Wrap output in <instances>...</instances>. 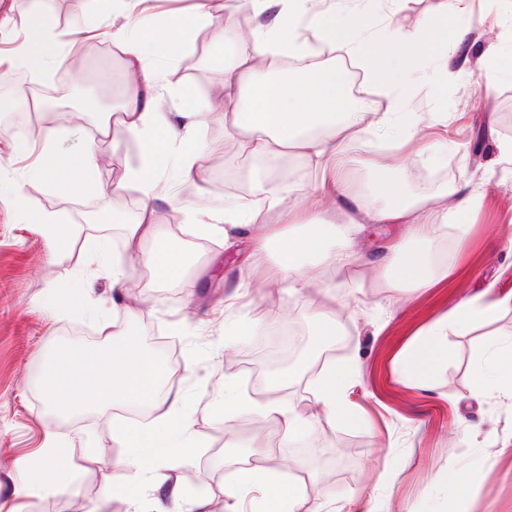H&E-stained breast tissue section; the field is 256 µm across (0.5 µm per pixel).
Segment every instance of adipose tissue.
<instances>
[{"instance_id": "1", "label": "adipose tissue", "mask_w": 512, "mask_h": 512, "mask_svg": "<svg viewBox=\"0 0 512 512\" xmlns=\"http://www.w3.org/2000/svg\"><path fill=\"white\" fill-rule=\"evenodd\" d=\"M372 4L373 0H235L236 8L257 17L258 24L250 39L239 42L230 61L222 66L211 85L209 107L204 112L158 111L149 90L163 80L158 63L175 61L194 30L210 31L213 41L222 40L221 22L207 4H200L193 27H186L180 17H170L148 49L128 26L113 28L110 38L122 46L128 66L143 72L142 83L126 88L121 121L113 129L114 136L133 137L142 145L139 161L129 168L122 183L123 188L137 192L139 202L135 219L124 227L128 262L112 260L105 249L97 251L95 260L110 278L113 292L122 296V309L130 322H139L143 313L141 301L124 297L136 266L173 274L182 265L179 254L158 253L145 247L154 231L153 202L158 193L155 165L166 151L177 150L183 164L184 185L192 187L197 156L191 144L203 125L224 122L237 132L241 153L262 159L271 168L291 155L305 157L322 179L332 183L337 198L343 201L354 198L350 179L354 141L350 129L361 125L366 131L385 134L391 148L397 151L409 144L418 117L407 109L411 86L403 75L428 66L438 54L426 46L420 32L381 52L365 50L354 33L368 18ZM270 10L275 16L271 22H264L263 17ZM312 36L345 51L367 67L369 77L378 80L387 100L384 112L366 119L341 110L342 81L336 70L327 66H311L304 83L290 82L281 62L288 58L307 59L308 39ZM57 46L54 27L42 24L32 39L18 47L10 67L0 69V83L9 81L16 68L37 73L61 68L67 55L58 51ZM57 140L55 128L44 130L42 160L33 169V176L49 187L66 180L74 187L101 196L111 194V187L98 178L95 146L87 145L72 164L57 157ZM294 193V188L288 186L267 189L261 198L242 201L223 214H207L199 208L189 212L187 219L203 233H215L221 224L249 233L257 256L268 252L272 244H279L278 277L287 281L293 291L305 287L312 274L333 275L364 266L368 258L354 244L367 225L399 224L402 234L385 239L380 245L379 278L393 288H424L435 275H447L448 269L412 253L408 242H434L445 227L449 212L468 210L476 200L475 188L467 181L427 199L405 201L401 183L390 176L388 168L382 167L374 181L376 201L362 208L360 214L321 210L307 224L275 223V216ZM338 235L346 243L341 250L329 244ZM509 313L512 296L489 303L479 293L463 300L421 336L402 362L401 375L427 383L433 356L449 332L476 323H490ZM357 370L356 363L346 362L327 370L315 381V401L329 415L349 416L344 395ZM473 372L479 392L512 396V337L485 344L475 358ZM61 453L58 439L49 438L41 451L37 482L30 487V494L49 492L63 482L77 481V471L57 466ZM254 492L259 495L255 512H299L303 502L301 489L284 481L276 468H241L233 483L224 489L226 512H237L239 500Z\"/></svg>"}]
</instances>
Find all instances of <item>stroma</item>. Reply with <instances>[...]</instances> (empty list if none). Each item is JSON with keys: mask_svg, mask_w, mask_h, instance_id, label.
Instances as JSON below:
<instances>
[{"mask_svg": "<svg viewBox=\"0 0 512 512\" xmlns=\"http://www.w3.org/2000/svg\"><path fill=\"white\" fill-rule=\"evenodd\" d=\"M43 17L67 36L85 41L105 39L121 23L113 0H36ZM224 17V41L209 32L190 43L164 69L167 85L192 91L189 105L206 111L209 89L237 37L255 25L251 14L235 10L232 0H212ZM441 0H405L390 13L380 0L359 38L382 36L385 27L411 33L427 23L437 51L447 53L448 68L412 71L409 108L425 116H447L448 142L438 144L434 127L418 124L410 147L393 154L381 136L356 146L355 181L368 182L378 163H391L410 201L437 194L452 183L474 180L477 201L467 211L450 214L449 224L466 225L464 234L448 232L434 246L409 243L411 251H431L447 266V277L429 287L385 288L378 284V245L398 233L392 224L369 225L358 246L370 262L335 280L316 278L299 293L272 285L278 252L269 250L249 278L239 265L249 247L247 234L225 243L216 234L197 239L186 214L190 208L217 210L255 196L260 179L275 182L264 164L240 155L237 140L223 123L210 122L197 134L196 168L191 191H183L179 156L167 154L158 172L155 199L158 234L148 242L157 252L174 250L183 257L180 273L164 277L144 268L129 281L126 294L144 301L147 313L138 326L143 345L167 360L165 390L200 393L190 410L189 438L202 441L195 459L160 467L145 492L151 508L182 512L187 496L201 493L224 501V486L238 466L258 459L280 470L305 491V508L324 512H512V400L479 395L472 361L493 337L512 334V314L494 323L449 334L430 372L429 388L401 377L420 335L466 297L492 288L494 296L512 293V160L501 143L512 140V79L482 84L484 72L511 69L512 57L489 55V48L512 43V0H470L468 12L480 15L471 37L453 39V22L444 20ZM31 34L30 15L16 0H0V61L8 62ZM132 78L118 47L69 54L63 72L32 75L51 86L65 80L53 100L31 99L26 109L64 112L78 108L82 120L59 123V154L76 158L108 112L119 110L124 87ZM40 137L23 123L0 114V183L10 186L0 197V504L14 512H87L101 496V468L126 456L116 438L121 406L89 408L65 418L44 403L32 380L43 367L51 341L106 346L110 335L130 331L122 310L112 309L109 279L95 273L90 257L99 244L111 255L124 254L123 230L138 208L135 191L99 196L63 184L49 188L29 176L39 159ZM289 185L302 187L304 200L279 216L282 224H301L312 208L333 209L331 184L322 182L307 161L290 157L283 167ZM66 225L71 243L56 248L39 222L45 214ZM336 296L326 318L313 305L322 288ZM74 291L76 308L62 313L56 298ZM110 308V328L101 333L88 306ZM278 309L281 321L301 332L309 353H325L326 363L357 359L359 372L346 388L351 418L320 416L315 428L294 440L284 439L277 418L254 410L232 423L261 424V432L225 437L224 391H240L257 404L269 396L298 414L315 412L313 377L296 371L279 377L273 360L256 356L252 339L234 340L230 326L238 320L263 319ZM61 439L62 468L79 471L77 484L61 485L31 498L28 469L48 434ZM459 495H451L448 482ZM181 496H174V489Z\"/></svg>", "mask_w": 512, "mask_h": 512, "instance_id": "1", "label": "stroma"}]
</instances>
